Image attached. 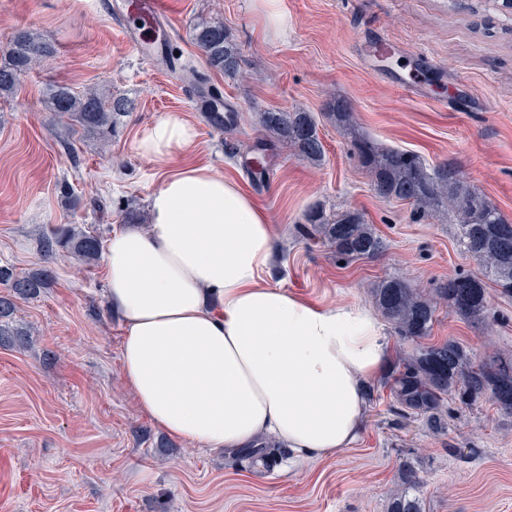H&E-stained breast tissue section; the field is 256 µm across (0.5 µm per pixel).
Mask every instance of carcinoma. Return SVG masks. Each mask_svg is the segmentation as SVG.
<instances>
[{
	"label": "carcinoma",
	"instance_id": "cac0c4a2",
	"mask_svg": "<svg viewBox=\"0 0 512 512\" xmlns=\"http://www.w3.org/2000/svg\"><path fill=\"white\" fill-rule=\"evenodd\" d=\"M191 40L212 70L228 75L238 71L239 48L224 24L201 22L193 27ZM52 53V45L40 32L19 29L0 54V99L14 96L21 75ZM132 105L123 95L76 93L63 85L50 88L45 98V108L53 118L70 121L75 131L94 136L104 145ZM259 124L271 140L293 146L302 159L318 163L324 158V145L312 113L265 111L260 113ZM355 148L382 197L412 202L425 212H452L461 226L464 249L482 271L480 278H453L427 297L397 279L385 280L375 288L377 308L399 336L414 343L411 350L403 352L391 379L400 412L409 418H424L439 432L448 429L450 401L472 408L487 398L503 413L512 415V359L498 351L480 358L454 339L423 343L431 335L438 305L446 304L461 317L482 322L485 280L512 295V223L467 186L450 163L430 168L407 150L380 149L366 139L358 140ZM306 222L304 233L323 235L345 260L373 257L385 249L383 239L357 212H346L330 221L315 207L307 213ZM101 247L98 235L71 224H60L40 239L44 256L65 250L84 265L99 259ZM51 281L52 271L47 268L16 275L10 268L0 267V285L5 288L0 294V343L22 347L29 343L24 333L12 327L16 300L38 296ZM391 512H422L419 498H397Z\"/></svg>",
	"mask_w": 512,
	"mask_h": 512
}]
</instances>
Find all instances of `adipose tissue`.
<instances>
[{"label":"adipose tissue","instance_id":"1","mask_svg":"<svg viewBox=\"0 0 512 512\" xmlns=\"http://www.w3.org/2000/svg\"><path fill=\"white\" fill-rule=\"evenodd\" d=\"M196 138L171 113L136 150L166 164ZM147 212V223L114 225L102 252L107 302L122 321V381L137 407L192 447L266 438L305 459L352 447L365 383L386 361L375 316L267 282L273 226L210 166L166 173Z\"/></svg>","mask_w":512,"mask_h":512}]
</instances>
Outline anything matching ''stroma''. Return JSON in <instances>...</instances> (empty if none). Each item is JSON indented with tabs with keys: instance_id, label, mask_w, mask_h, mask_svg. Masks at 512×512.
<instances>
[{
	"instance_id": "stroma-1",
	"label": "stroma",
	"mask_w": 512,
	"mask_h": 512,
	"mask_svg": "<svg viewBox=\"0 0 512 512\" xmlns=\"http://www.w3.org/2000/svg\"><path fill=\"white\" fill-rule=\"evenodd\" d=\"M109 0H0V51L17 29H38L53 53L0 99V266L50 268V288L16 302L13 325L31 331L25 348L0 346V512H389L405 493L423 512H512V417L486 401L450 404L448 429L402 416L390 375L368 384V408L353 447L294 461L277 448L271 465L193 448L156 428L121 378V321L105 303L102 263L77 268L70 254L44 257L39 236L73 224L108 238L126 209L145 211L158 164L141 157V131L169 113L197 130L195 159L235 177L269 212L278 247L269 282L315 303L375 310L373 290L396 278L424 294L448 279L480 276L448 213L379 196L354 143L411 151L429 166L454 162L470 187L512 222V21L452 0H283L288 30L267 27L258 0H168L175 73L139 59L108 14ZM221 22L241 52L238 74L211 70L190 31ZM387 37V61L364 52ZM431 70L440 93L405 92L402 76ZM195 79L239 109L220 132L187 95ZM96 86L134 108L102 148L52 122L47 90ZM352 108L349 124L332 114ZM313 113L321 164L268 141L266 110ZM260 157L266 174L250 172ZM78 198L66 206L65 192ZM327 218L354 211L387 244L379 256L341 262L299 231L312 206ZM486 319L473 323L439 306L431 341L449 338L475 354L512 352V297L485 293ZM462 448L467 458L454 456ZM413 469L416 486L402 472Z\"/></svg>"
}]
</instances>
